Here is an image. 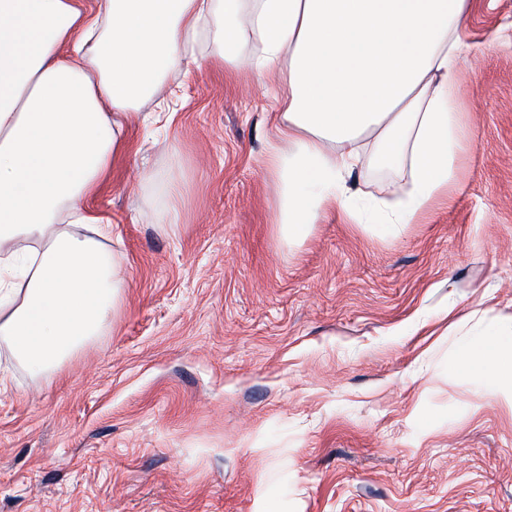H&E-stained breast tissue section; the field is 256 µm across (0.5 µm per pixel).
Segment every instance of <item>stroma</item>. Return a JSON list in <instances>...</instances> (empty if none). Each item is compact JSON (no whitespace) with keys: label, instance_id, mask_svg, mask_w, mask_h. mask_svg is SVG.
<instances>
[{"label":"stroma","instance_id":"1","mask_svg":"<svg viewBox=\"0 0 512 512\" xmlns=\"http://www.w3.org/2000/svg\"><path fill=\"white\" fill-rule=\"evenodd\" d=\"M466 25L455 178L387 233L336 208L283 238L253 46L166 81L172 125L128 129L90 203L111 319L45 375L0 355V512H512V391L465 353L512 330V0ZM166 189L169 200L168 206L161 214L153 213L151 221L154 224L178 223L179 212L177 202L181 195L180 186L176 182L170 181L167 183Z\"/></svg>","mask_w":512,"mask_h":512}]
</instances>
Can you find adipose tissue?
Masks as SVG:
<instances>
[{
    "mask_svg": "<svg viewBox=\"0 0 512 512\" xmlns=\"http://www.w3.org/2000/svg\"><path fill=\"white\" fill-rule=\"evenodd\" d=\"M469 0H0V352L32 373L56 369L97 336L126 277L110 225L89 202L125 152L124 132L219 15L212 57L259 68L287 61L280 144L268 164L276 222L301 242L332 207L387 230L410 224L454 179L458 73L470 57ZM374 165L404 194L359 204L349 179ZM496 356L512 388V341L496 329L469 348Z\"/></svg>",
    "mask_w": 512,
    "mask_h": 512,
    "instance_id": "1",
    "label": "adipose tissue"
}]
</instances>
